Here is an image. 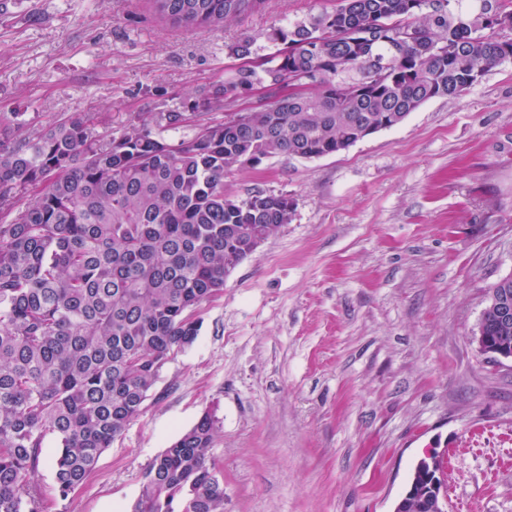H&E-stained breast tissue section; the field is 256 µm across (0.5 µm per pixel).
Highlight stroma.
Wrapping results in <instances>:
<instances>
[{
  "instance_id": "obj_1",
  "label": "stroma",
  "mask_w": 512,
  "mask_h": 512,
  "mask_svg": "<svg viewBox=\"0 0 512 512\" xmlns=\"http://www.w3.org/2000/svg\"><path fill=\"white\" fill-rule=\"evenodd\" d=\"M335 6L266 0L196 29L150 0H8L0 113L33 135L79 113L117 135L223 82L226 45ZM257 191L293 200L288 224L198 308L195 343L82 486L60 497L40 467L45 512H128L147 465L209 407L224 512H393L434 450L447 512H512V366L470 340L512 275V62L345 151L226 172V196Z\"/></svg>"
}]
</instances>
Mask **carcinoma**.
Segmentation results:
<instances>
[{
    "instance_id": "cac0c4a2",
    "label": "carcinoma",
    "mask_w": 512,
    "mask_h": 512,
    "mask_svg": "<svg viewBox=\"0 0 512 512\" xmlns=\"http://www.w3.org/2000/svg\"><path fill=\"white\" fill-rule=\"evenodd\" d=\"M512 0H338L265 36L271 65H241L191 110L268 103L168 143L171 109L99 139L83 115L37 136L0 114V512H42L33 478L47 439L61 497L142 410L171 352L192 345L194 311L223 288L254 238L288 223L293 200L224 195V174L277 155L336 154L455 98L512 60ZM172 23L217 28L265 0H152ZM248 36L227 54L250 60ZM216 410L157 455L130 512H224L211 450Z\"/></svg>"
}]
</instances>
